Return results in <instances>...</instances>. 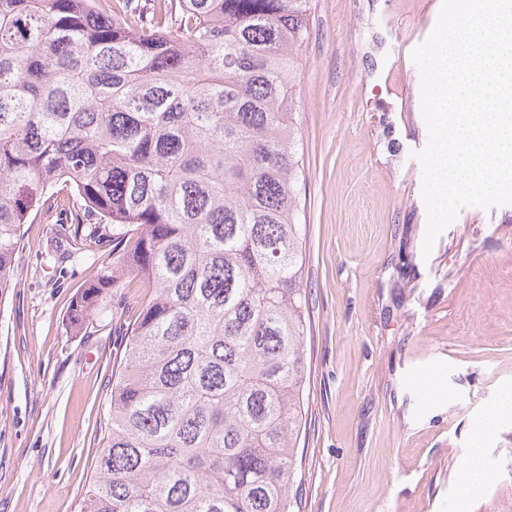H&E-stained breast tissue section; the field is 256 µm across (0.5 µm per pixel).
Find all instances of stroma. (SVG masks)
<instances>
[{
	"instance_id": "1",
	"label": "stroma",
	"mask_w": 512,
	"mask_h": 512,
	"mask_svg": "<svg viewBox=\"0 0 512 512\" xmlns=\"http://www.w3.org/2000/svg\"><path fill=\"white\" fill-rule=\"evenodd\" d=\"M441 4L311 0L293 104L311 311L302 512H457L472 425L512 388V204L461 209L422 253L428 129L411 53ZM55 220L25 225L0 300V512H79L144 295L116 289L69 330L95 268L60 259ZM482 448L467 512H512V416Z\"/></svg>"
}]
</instances>
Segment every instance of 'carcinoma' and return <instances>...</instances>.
I'll use <instances>...</instances> for the list:
<instances>
[{"mask_svg":"<svg viewBox=\"0 0 512 512\" xmlns=\"http://www.w3.org/2000/svg\"><path fill=\"white\" fill-rule=\"evenodd\" d=\"M310 0H0V298L59 211L126 329L80 512H300L310 326L293 90Z\"/></svg>","mask_w":512,"mask_h":512,"instance_id":"cac0c4a2","label":"carcinoma"}]
</instances>
